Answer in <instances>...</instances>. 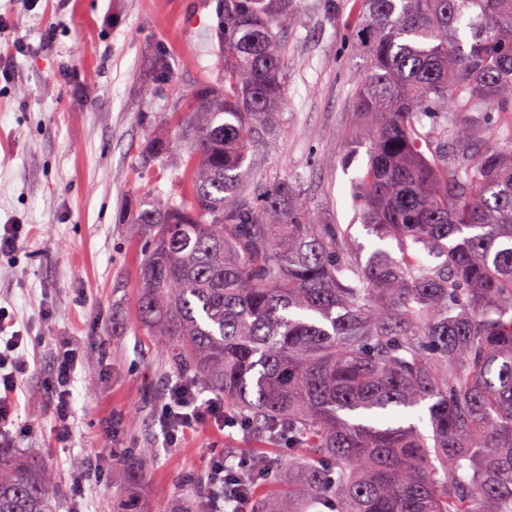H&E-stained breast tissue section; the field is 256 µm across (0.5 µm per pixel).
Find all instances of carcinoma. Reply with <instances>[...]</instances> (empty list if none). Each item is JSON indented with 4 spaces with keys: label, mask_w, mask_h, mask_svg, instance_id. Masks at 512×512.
I'll use <instances>...</instances> for the list:
<instances>
[{
    "label": "carcinoma",
    "mask_w": 512,
    "mask_h": 512,
    "mask_svg": "<svg viewBox=\"0 0 512 512\" xmlns=\"http://www.w3.org/2000/svg\"><path fill=\"white\" fill-rule=\"evenodd\" d=\"M291 2L224 0L222 82L175 103L188 187L136 202L139 314L175 382L254 443L250 512H512V0H360L345 161L367 149L352 198L398 250L366 256L292 184L244 188L286 95ZM450 105L439 142L418 131ZM169 155L150 139L146 162ZM57 495L0 448V512Z\"/></svg>",
    "instance_id": "1"
}]
</instances>
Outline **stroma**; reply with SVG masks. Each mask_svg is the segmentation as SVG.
<instances>
[{
	"label": "stroma",
	"mask_w": 512,
	"mask_h": 512,
	"mask_svg": "<svg viewBox=\"0 0 512 512\" xmlns=\"http://www.w3.org/2000/svg\"><path fill=\"white\" fill-rule=\"evenodd\" d=\"M357 0H293L286 46V100L251 153L248 186L287 181L303 203L373 238L358 223L352 180L367 162L342 158L352 128L351 50ZM201 13L203 28L184 15ZM224 0H0V226L22 225L12 258H0V306L16 329L44 337L29 351L18 392L13 448L38 458L61 482L55 512H118L125 493L112 483L131 450L155 449L135 491L143 512H198L201 480L216 449L246 458L235 428L206 422L167 446L157 410L172 382L137 310L143 245L128 219L137 198L186 186L188 143L169 118L173 96L211 75L213 34ZM23 52H15V43ZM170 57L169 84L155 58ZM170 139L166 165L145 170L149 131ZM84 355L68 424L48 394L54 345Z\"/></svg>",
	"instance_id": "35a3bbf8"
}]
</instances>
